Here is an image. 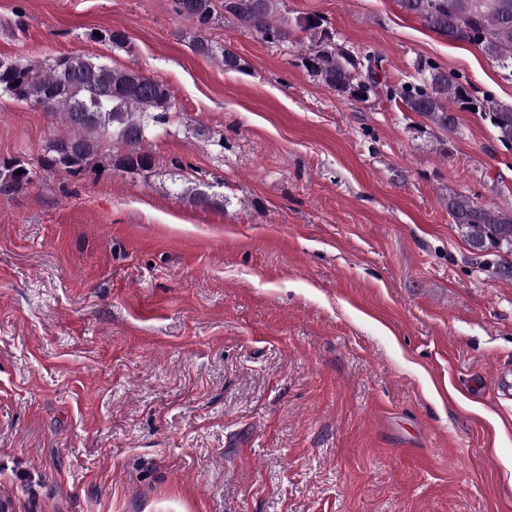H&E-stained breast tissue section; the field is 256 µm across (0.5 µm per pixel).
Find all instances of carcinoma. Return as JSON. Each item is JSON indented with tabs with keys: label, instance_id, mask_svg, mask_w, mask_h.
I'll list each match as a JSON object with an SVG mask.
<instances>
[{
	"label": "carcinoma",
	"instance_id": "cac0c4a2",
	"mask_svg": "<svg viewBox=\"0 0 512 512\" xmlns=\"http://www.w3.org/2000/svg\"><path fill=\"white\" fill-rule=\"evenodd\" d=\"M283 0H176L180 17L198 30L206 29L219 15L254 32L269 44L295 42L306 45L300 65L313 78L339 96L368 102L385 97L402 102L406 109L444 131L457 128L449 103L473 108L489 122L496 139L512 148V105L473 97L459 76L439 63L418 62L419 78L392 86L381 80L379 60L372 52L355 55L336 41V33L316 14L291 23L280 17ZM406 13L451 42H467L512 69V0H398ZM206 57H221L224 71L239 72L246 62L232 49L204 38L192 42ZM8 95L60 114L72 135L53 141L37 162L38 167L71 173L82 169L109 138L124 152L116 165L124 170L147 171L155 164L145 144L154 127L172 125L178 112L171 90L163 83L132 69L109 66L81 53L58 55L45 63H22L0 57V95ZM31 163L14 159L0 163V190L20 192L32 183ZM454 224L469 246L480 252L502 254L501 269L512 276V203L496 208L452 193L443 199Z\"/></svg>",
	"mask_w": 512,
	"mask_h": 512
}]
</instances>
